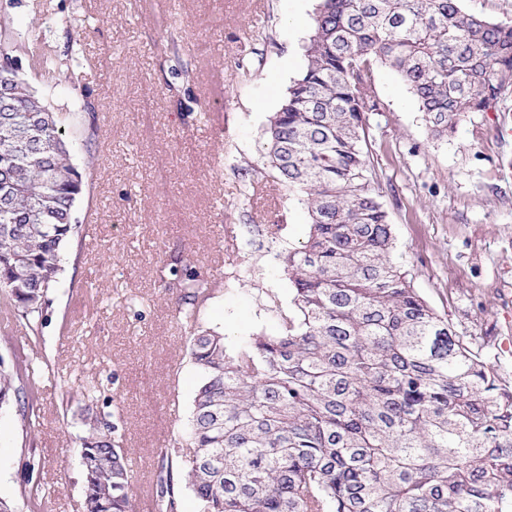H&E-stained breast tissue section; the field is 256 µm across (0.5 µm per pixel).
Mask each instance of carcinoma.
<instances>
[{"mask_svg":"<svg viewBox=\"0 0 512 512\" xmlns=\"http://www.w3.org/2000/svg\"><path fill=\"white\" fill-rule=\"evenodd\" d=\"M23 34L0 25V320L38 335L42 297L77 225L83 174L58 116L10 69ZM306 65L269 120L266 158L310 224L282 256L288 315L234 348L199 329L201 375L177 462L158 479V512H512V380L452 330L394 258L366 128L381 111L374 69H394L431 133L444 138L512 88V22L462 0H319ZM179 317L196 324L213 282L169 263ZM80 396L85 512H132L129 449ZM26 401L0 370V398Z\"/></svg>","mask_w":512,"mask_h":512,"instance_id":"obj_1","label":"carcinoma"}]
</instances>
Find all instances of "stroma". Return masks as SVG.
Listing matches in <instances>:
<instances>
[{
    "mask_svg": "<svg viewBox=\"0 0 512 512\" xmlns=\"http://www.w3.org/2000/svg\"><path fill=\"white\" fill-rule=\"evenodd\" d=\"M317 3L0 0V23L69 62L51 76L26 55L21 74L87 176L40 343L27 350L22 329L0 328V367L46 364L24 382L30 408L0 404V498L17 512H84L86 379L131 451L134 512H157L161 457L187 429L199 381L168 286L170 255L195 256L223 278L232 228L246 274L208 301L200 324L232 344L278 330L291 299L279 255L304 244L309 226L273 181L265 131L303 71ZM372 93L381 111L370 117L369 157L396 256L455 333L479 337L488 365L512 378V95L435 140L389 67L376 70Z\"/></svg>",
    "mask_w": 512,
    "mask_h": 512,
    "instance_id": "35a3bbf8",
    "label": "stroma"
}]
</instances>
